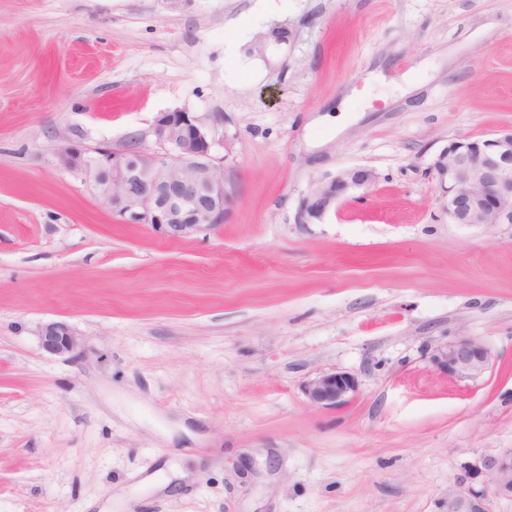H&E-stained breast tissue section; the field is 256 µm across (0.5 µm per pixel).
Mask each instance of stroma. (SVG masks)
Here are the masks:
<instances>
[{
	"instance_id": "obj_1",
	"label": "stroma",
	"mask_w": 512,
	"mask_h": 512,
	"mask_svg": "<svg viewBox=\"0 0 512 512\" xmlns=\"http://www.w3.org/2000/svg\"><path fill=\"white\" fill-rule=\"evenodd\" d=\"M174 109L236 139L228 219L180 240L55 155ZM509 127L512 0H0V512H446L512 450V224L449 223L430 166ZM460 335L477 379L430 361ZM378 180V175L369 168H347L335 175H328L316 181L304 195L295 214V223L322 224L336 213L339 202L349 193L367 190ZM40 345L44 351L56 356L70 355L83 346L80 336L61 321H52L40 326L38 330ZM434 367L443 374L460 381L482 376L490 366L488 347L473 336H459L435 347L431 354ZM358 378L346 371H325L305 384V394L311 405L321 409H336L347 404L359 391Z\"/></svg>"
}]
</instances>
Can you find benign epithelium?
Returning a JSON list of instances; mask_svg holds the SVG:
<instances>
[{
  "label": "benign epithelium",
  "mask_w": 512,
  "mask_h": 512,
  "mask_svg": "<svg viewBox=\"0 0 512 512\" xmlns=\"http://www.w3.org/2000/svg\"><path fill=\"white\" fill-rule=\"evenodd\" d=\"M153 133L158 149L142 146L133 135L120 149L108 143L68 142L55 149L60 163L91 177L96 193L128 224H149L171 239L224 223L236 198L235 172L226 162L234 138L194 112L160 113ZM431 172L440 189L442 210L452 224H512V128L480 139L448 142L435 156ZM378 180L369 168H347L316 181L295 214L297 224H323L339 202ZM44 351L70 355L81 337L61 321L38 330ZM434 367L460 381L482 376L490 366L488 347L473 336H459L435 347ZM359 391L358 378L346 371H325L305 384L311 405L336 409ZM488 483L476 489L459 479L448 487L447 512H490V498L512 499V450L484 459L476 469Z\"/></svg>",
  "instance_id": "1"
}]
</instances>
